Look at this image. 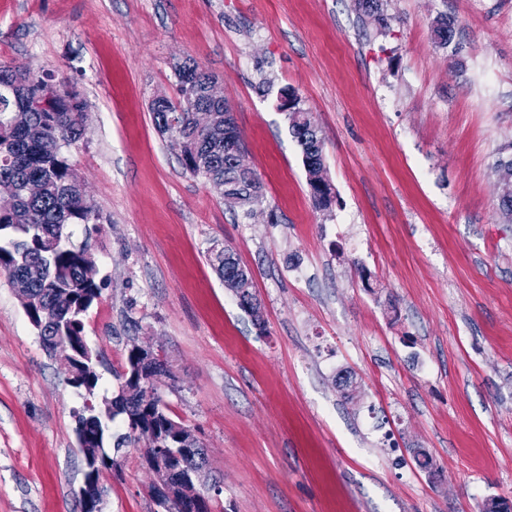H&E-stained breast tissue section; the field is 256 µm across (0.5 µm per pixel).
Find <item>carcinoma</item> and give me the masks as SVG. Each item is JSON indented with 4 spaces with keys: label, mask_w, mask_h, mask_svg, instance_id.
Wrapping results in <instances>:
<instances>
[{
    "label": "carcinoma",
    "mask_w": 512,
    "mask_h": 512,
    "mask_svg": "<svg viewBox=\"0 0 512 512\" xmlns=\"http://www.w3.org/2000/svg\"><path fill=\"white\" fill-rule=\"evenodd\" d=\"M435 38L445 47L454 37L453 23L441 16L435 21ZM177 96H162L150 105L152 121L162 138L178 140L183 170L209 183H222L233 191V203L252 208L263 202V184L252 169L241 170L224 153V137L243 145L235 118L225 114L224 104L213 106L214 127L200 132L193 123V109L205 103V85L213 75L197 62L185 59L173 65ZM282 95L291 102L288 130L301 148L315 204H332L331 187L324 177L323 141L312 113L300 107L295 90ZM86 102L76 86L58 81L50 73L35 74L23 65H0V181L16 187L10 202H0V272L19 289L26 313L33 321L43 347L54 357L59 349L82 348L85 320L103 290V281L90 240L98 215L88 213L81 201V179L67 156L66 148L86 135ZM503 185L500 211L512 223V144L502 149L494 164ZM36 180L42 193L27 195L25 186ZM84 229L85 238L73 241L74 227ZM227 261L219 250L210 249V260L224 286L239 306L260 317V302L253 292L252 273L229 252ZM172 377L166 360L154 371L143 373L138 345L128 348L123 371L115 372L118 389L110 400L93 405L78 417L76 435L99 437L80 449L88 459V487L81 489V512H92L89 499L102 496L103 470L121 466V448L142 442L145 454L157 448L163 435L169 447L182 450L174 468L179 473L156 471V480L168 490L165 512H181L186 481L206 455L190 427L173 420L159 391L160 377ZM100 373L95 359L78 356L70 382L95 396ZM121 419L126 432L112 435L111 423Z\"/></svg>",
    "instance_id": "obj_1"
}]
</instances>
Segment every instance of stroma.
<instances>
[{
	"label": "stroma",
	"instance_id": "1",
	"mask_svg": "<svg viewBox=\"0 0 512 512\" xmlns=\"http://www.w3.org/2000/svg\"><path fill=\"white\" fill-rule=\"evenodd\" d=\"M383 10L381 24L357 0H0V63L53 73L87 104L68 154L100 217L97 395L116 391L130 343L167 360L160 392L206 450L213 512L512 501V223L493 168L512 144V0ZM186 58L234 109L265 190L250 215L155 129L150 102L175 96ZM285 86L319 127L330 209ZM216 242L251 271L260 318L213 269ZM85 401L0 274V512H80ZM144 452L104 471L102 512H157ZM281 96L288 97L291 110L287 114L288 130L301 148L308 184L318 208L327 209L332 204V192L324 177L323 141L311 112L300 107L301 99L295 90L285 88ZM288 100H281L282 111H288Z\"/></svg>",
	"mask_w": 512,
	"mask_h": 512
}]
</instances>
